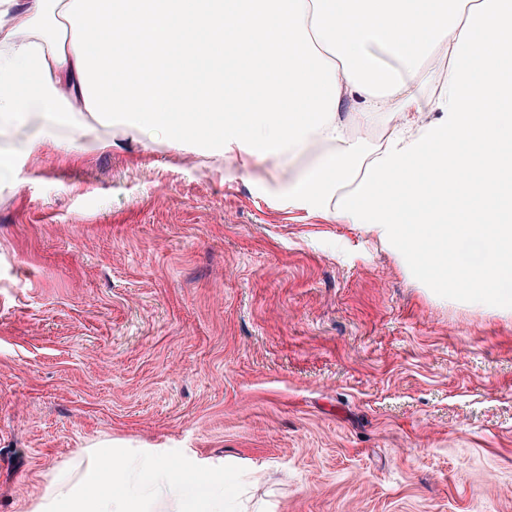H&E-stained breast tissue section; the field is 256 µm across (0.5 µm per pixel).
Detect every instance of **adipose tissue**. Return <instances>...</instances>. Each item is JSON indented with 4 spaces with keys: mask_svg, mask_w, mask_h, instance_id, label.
Here are the masks:
<instances>
[{
    "mask_svg": "<svg viewBox=\"0 0 512 512\" xmlns=\"http://www.w3.org/2000/svg\"><path fill=\"white\" fill-rule=\"evenodd\" d=\"M484 58L471 63L473 33ZM512 0H0V182L78 137L203 127L248 165L321 146L292 208L375 236L449 305L512 318ZM385 125L366 147L350 125Z\"/></svg>",
    "mask_w": 512,
    "mask_h": 512,
    "instance_id": "adipose-tissue-1",
    "label": "adipose tissue"
}]
</instances>
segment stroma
I'll use <instances>...</instances> for the list:
<instances>
[{
  "label": "stroma",
  "instance_id": "stroma-1",
  "mask_svg": "<svg viewBox=\"0 0 512 512\" xmlns=\"http://www.w3.org/2000/svg\"><path fill=\"white\" fill-rule=\"evenodd\" d=\"M42 148L0 186V512L87 446L244 468L241 512H512V319L432 300L308 165Z\"/></svg>",
  "mask_w": 512,
  "mask_h": 512
}]
</instances>
